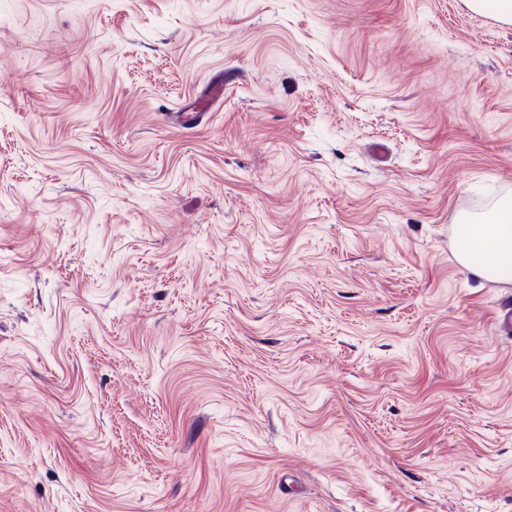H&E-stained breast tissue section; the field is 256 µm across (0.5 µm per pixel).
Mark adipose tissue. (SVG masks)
Wrapping results in <instances>:
<instances>
[{"instance_id": "adipose-tissue-1", "label": "adipose tissue", "mask_w": 512, "mask_h": 512, "mask_svg": "<svg viewBox=\"0 0 512 512\" xmlns=\"http://www.w3.org/2000/svg\"><path fill=\"white\" fill-rule=\"evenodd\" d=\"M455 249L460 263L477 277L512 285V199L478 222L457 224Z\"/></svg>"}]
</instances>
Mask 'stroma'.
I'll list each match as a JSON object with an SVG mask.
<instances>
[{
	"instance_id": "1",
	"label": "stroma",
	"mask_w": 512,
	"mask_h": 512,
	"mask_svg": "<svg viewBox=\"0 0 512 512\" xmlns=\"http://www.w3.org/2000/svg\"><path fill=\"white\" fill-rule=\"evenodd\" d=\"M506 197L464 0H0V512H512ZM455 249L459 262L477 277L512 285V199L478 222L456 224Z\"/></svg>"
}]
</instances>
